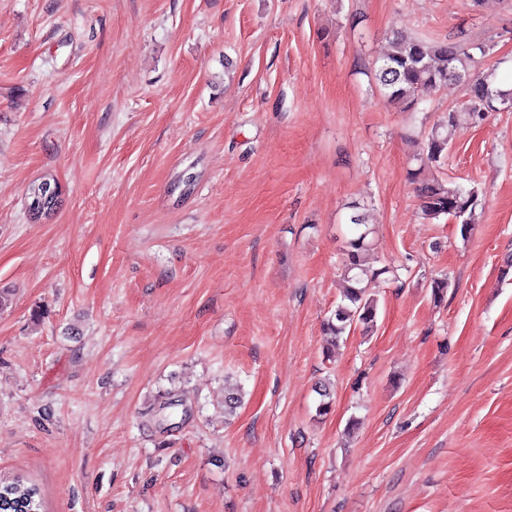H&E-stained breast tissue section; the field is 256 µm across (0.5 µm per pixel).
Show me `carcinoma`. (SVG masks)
<instances>
[{"mask_svg": "<svg viewBox=\"0 0 512 512\" xmlns=\"http://www.w3.org/2000/svg\"><path fill=\"white\" fill-rule=\"evenodd\" d=\"M480 57L490 54L487 45H473L458 36L448 42L427 43L414 37L396 33L391 39L388 52L374 67L373 78L379 91L392 103L405 111L433 95L450 81L465 88L467 100L460 109L448 110L444 120L436 123L424 144L425 162L440 164L448 154L455 128L462 121L478 124L499 106L512 102V90L494 86L497 66L486 72L477 69ZM420 210L424 218H445L460 225L461 237L471 230L475 210L480 203V191L476 186H447L442 182H422L417 187ZM353 213L349 221L356 228L354 236L347 240L342 258L344 293L341 303L326 323L327 334L342 336L354 325L370 329L376 325L378 301L370 293L372 285L389 272L386 267L370 265L372 229L361 212V206H350ZM0 512H43V501L38 488L16 477L0 479Z\"/></svg>", "mask_w": 512, "mask_h": 512, "instance_id": "cac0c4a2", "label": "carcinoma"}]
</instances>
